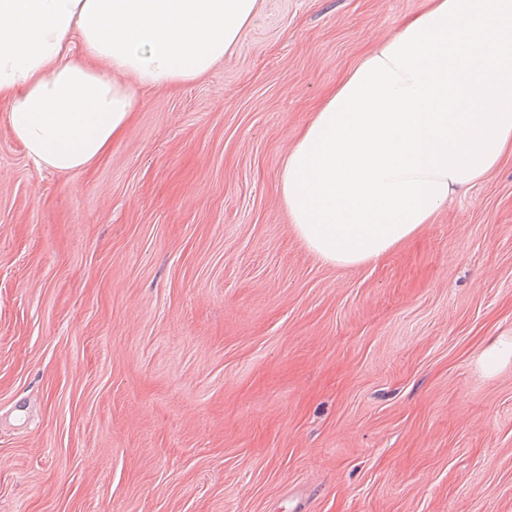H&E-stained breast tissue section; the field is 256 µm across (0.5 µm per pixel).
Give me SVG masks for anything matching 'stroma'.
<instances>
[{
	"label": "stroma",
	"instance_id": "stroma-1",
	"mask_svg": "<svg viewBox=\"0 0 512 512\" xmlns=\"http://www.w3.org/2000/svg\"><path fill=\"white\" fill-rule=\"evenodd\" d=\"M424 0H264L89 167L0 116V512H512V157L324 264L282 160Z\"/></svg>",
	"mask_w": 512,
	"mask_h": 512
}]
</instances>
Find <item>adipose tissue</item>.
Returning <instances> with one entry per match:
<instances>
[{
	"label": "adipose tissue",
	"mask_w": 512,
	"mask_h": 512,
	"mask_svg": "<svg viewBox=\"0 0 512 512\" xmlns=\"http://www.w3.org/2000/svg\"><path fill=\"white\" fill-rule=\"evenodd\" d=\"M262 0H0V105L59 172L118 141L143 90L207 75ZM512 156V0H427L289 147L280 201L324 263L380 260Z\"/></svg>",
	"instance_id": "1"
}]
</instances>
